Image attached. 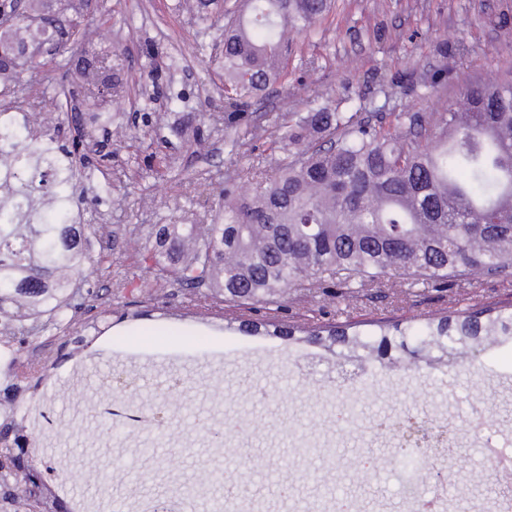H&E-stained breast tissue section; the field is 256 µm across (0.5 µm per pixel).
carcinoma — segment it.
Masks as SVG:
<instances>
[{"instance_id": "cac0c4a2", "label": "carcinoma", "mask_w": 512, "mask_h": 512, "mask_svg": "<svg viewBox=\"0 0 512 512\" xmlns=\"http://www.w3.org/2000/svg\"><path fill=\"white\" fill-rule=\"evenodd\" d=\"M43 25L17 19L9 36L32 41L70 27L72 0H55ZM331 0H237L224 11V131L253 136L251 100L288 76L290 34L311 41ZM86 28L49 62L32 69L68 74L88 52ZM466 53L431 43L436 63L402 76L404 95L427 103L448 90V60ZM18 156L0 174V339L31 343L48 324L75 317L95 224L73 210L78 166L90 149L85 130L72 148L0 112V148ZM274 161L238 167L224 186V207L209 224H153L141 248L155 276L202 298L254 313L284 310L290 292L380 285L394 276L436 289L472 274L512 275V81L473 83L437 112H342L316 92L298 121L276 127ZM240 331H264L300 344L336 348L350 364L375 358L393 367L463 359L512 337V307L492 304L426 315L308 327L246 318ZM39 370L5 371L23 400ZM23 426L0 423V453ZM15 477L0 471V502H15Z\"/></svg>"}]
</instances>
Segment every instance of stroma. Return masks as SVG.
<instances>
[{
    "mask_svg": "<svg viewBox=\"0 0 512 512\" xmlns=\"http://www.w3.org/2000/svg\"><path fill=\"white\" fill-rule=\"evenodd\" d=\"M220 26L188 0H97L86 22L118 48L109 69L124 93L111 122L93 131L111 167L83 169L77 186L98 188L91 220L115 246L87 265L95 297L70 327L48 330L60 342L83 337L84 356L41 406L52 425L26 428L38 446L33 464L59 467L47 478L54 495L80 498L88 512H142L166 499L177 512H336L342 502L352 512H419L430 500L441 512H498L502 493L480 450L490 438L512 444V343L445 374L422 363L339 390L326 364H313V346L239 333L225 311L157 282L130 245L142 226L193 224L224 203L231 146L219 130L197 147L189 124L224 97ZM320 29L316 48L255 105L262 136L245 141L247 157L269 156L278 116L305 112L312 90L377 111L388 76L430 63L436 38L468 48L449 98L512 71V0H336ZM149 44L158 50L151 62ZM485 302H512V278L474 276L435 292L396 276L382 292L358 288L343 301L292 293L284 317L301 326L410 319ZM116 372L129 385L106 390ZM175 378L180 394L167 402L164 428L106 429L100 403L148 417ZM475 410L489 414L487 434L470 430ZM409 414L448 424L447 462L403 447L395 425ZM412 485L419 497H408Z\"/></svg>",
    "mask_w": 512,
    "mask_h": 512,
    "instance_id": "obj_1",
    "label": "stroma"
}]
</instances>
